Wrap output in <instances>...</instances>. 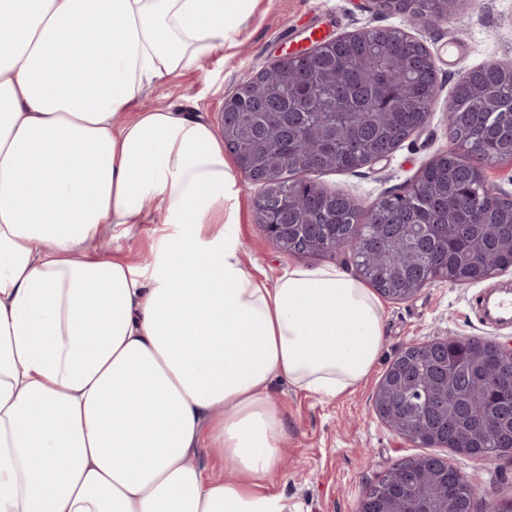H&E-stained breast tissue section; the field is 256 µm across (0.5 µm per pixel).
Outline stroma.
Segmentation results:
<instances>
[{
	"label": "stroma",
	"mask_w": 512,
	"mask_h": 512,
	"mask_svg": "<svg viewBox=\"0 0 512 512\" xmlns=\"http://www.w3.org/2000/svg\"><path fill=\"white\" fill-rule=\"evenodd\" d=\"M373 27H404L433 55L439 90L431 116L387 160L356 172L314 173L310 179L342 192L362 208L400 191L438 154L453 143L448 135V104L456 84L471 69L490 61L512 64V0H461L459 15L435 26L406 24L401 17L375 10L370 0H257L247 20L233 33L230 47L216 51L201 67L146 85L134 109L141 112L171 106L208 121L224 131V100L271 60L305 47L306 36L320 29L332 39ZM461 40L466 56L448 62L449 42ZM234 230L243 247L247 269L259 280L274 283L295 266H334L348 273L356 268L349 252L317 257L277 252L255 222L254 194L242 172ZM164 221L153 212L148 224L134 225L119 239L107 242L112 257L136 264L151 257ZM512 284V271L481 283L452 286L442 282L421 288L406 300L383 299L385 342L368 380L354 391L324 400L277 383L273 399L288 419L284 441L285 467L267 481V488L287 498L294 512H355L367 487L395 463L425 455L376 416V387L397 355L414 342L433 338H482L512 342V327L485 324L472 303L474 293L498 284ZM437 456L465 475H477L475 512L488 502L512 499V461L495 457H461L440 448Z\"/></svg>",
	"instance_id": "obj_1"
}]
</instances>
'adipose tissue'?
Here are the masks:
<instances>
[{
	"label": "adipose tissue",
	"mask_w": 512,
	"mask_h": 512,
	"mask_svg": "<svg viewBox=\"0 0 512 512\" xmlns=\"http://www.w3.org/2000/svg\"><path fill=\"white\" fill-rule=\"evenodd\" d=\"M253 0H0V512H288L284 382L362 383L382 304L334 267L246 270L204 119L131 107L198 68ZM165 217L149 265L104 225ZM206 451L224 467L205 476Z\"/></svg>",
	"instance_id": "obj_1"
}]
</instances>
